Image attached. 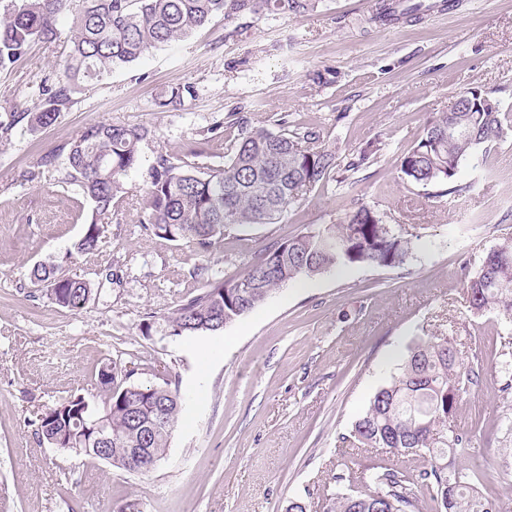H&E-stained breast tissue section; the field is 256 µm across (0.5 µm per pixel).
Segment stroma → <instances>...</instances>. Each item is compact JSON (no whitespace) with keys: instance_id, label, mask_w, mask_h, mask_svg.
I'll use <instances>...</instances> for the list:
<instances>
[{"instance_id":"1","label":"stroma","mask_w":512,"mask_h":512,"mask_svg":"<svg viewBox=\"0 0 512 512\" xmlns=\"http://www.w3.org/2000/svg\"><path fill=\"white\" fill-rule=\"evenodd\" d=\"M375 0H317L304 14L267 10L215 17L186 41L84 84L49 128L17 125L0 146V512H285L304 501L327 512L341 470L371 463L422 468L420 457L367 454L349 440L375 391L409 346L453 339L480 376L460 400L456 422L472 430L456 462L485 477L482 495L512 512V389L502 370L512 328L492 312L471 311L463 280L486 252L512 237V129L486 164L468 161L455 178L465 190L442 195L402 182L400 159L429 115L448 111L477 88L512 117V0H435L434 11L372 25ZM33 45L0 70V108L37 98L71 36ZM198 86L183 111L162 112V87ZM279 131L303 126L335 145L340 161L382 145L355 186L308 192L282 223L231 228L208 259L230 275L254 251L337 223L359 205L420 241L403 267L353 266L303 277L251 313L204 336H170L164 316L203 283L193 248L147 231L133 205L159 154L184 155L204 138L205 164L224 162L232 119ZM143 126L129 192L111 214L94 216L80 187L65 180L61 153L88 124ZM58 153L55 170L40 158ZM104 227L98 250L78 255L91 220ZM52 262L94 288L79 311L34 288L35 264ZM152 319L151 335L141 333ZM134 362L137 382L178 381L186 404L165 458L130 473L42 445L29 421L73 394H97L107 360Z\"/></svg>"}]
</instances>
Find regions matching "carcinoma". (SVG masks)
<instances>
[{"label": "carcinoma", "mask_w": 512, "mask_h": 512, "mask_svg": "<svg viewBox=\"0 0 512 512\" xmlns=\"http://www.w3.org/2000/svg\"><path fill=\"white\" fill-rule=\"evenodd\" d=\"M315 0H6L0 12V70H7L39 43L56 44L61 15L72 19L70 45L53 77L41 79V98L20 111L0 113V142L24 122L32 130L53 125L71 95L84 82L98 81L118 66L152 50L181 42L214 17H244L269 10L308 12ZM421 12L420 4L383 3L370 20L392 23ZM195 84L160 89L154 105L162 112L183 109L198 97ZM463 112H440L400 160L401 179L424 189L447 186L448 195L466 187L455 183L460 165L486 157L505 135L506 114L497 101L478 89L463 92ZM144 127L97 121L70 143L68 180L78 183L97 212L106 214L125 194V177L139 160ZM210 141L198 143L181 157L159 155L141 195L147 229L173 242L195 246L208 257L231 226L277 224L307 191L336 180V149L316 132L299 128L273 132L239 130L224 153V165L204 167L196 159L209 153ZM378 151L365 147L342 169L355 174ZM103 225L91 223L74 244L79 255L98 249ZM420 236L389 224L374 209L361 205L336 224L302 232L267 246L224 279L206 280L165 317L170 336L215 333L263 304L276 290L302 276L350 266L399 268L418 247ZM33 286H45L57 306L78 311L92 294L90 282L71 277L54 265L39 263L30 271ZM471 310L494 311L512 322V238L486 254L465 281ZM135 369L115 361L97 373L100 399L72 395L36 414L31 421L38 441L61 451L106 462L128 472L150 471L166 455L182 408L179 387L167 379L143 385L131 381ZM479 371L460 359L446 336L411 346L389 384L376 391L351 437L361 448H387L397 455L427 456L421 469L374 463L336 475V482L356 486L336 496L331 512H499L478 491L482 472L465 471L448 462V453L463 452L471 442L456 424L457 405ZM105 417L110 443L100 452L81 432L93 414ZM147 448L149 460H129L126 449Z\"/></svg>", "instance_id": "obj_1"}]
</instances>
